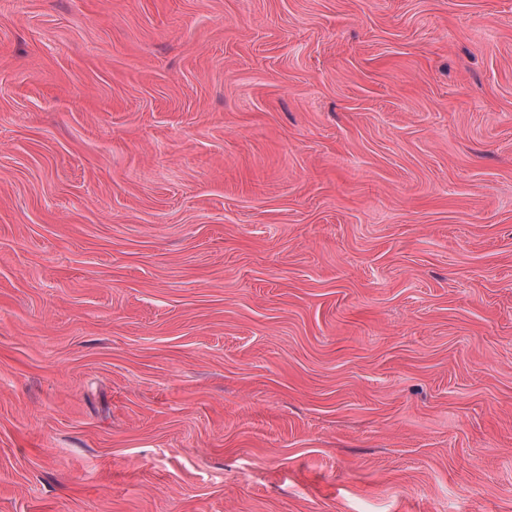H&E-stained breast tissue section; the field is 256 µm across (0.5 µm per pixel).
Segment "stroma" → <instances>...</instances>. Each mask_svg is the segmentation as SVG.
I'll return each mask as SVG.
<instances>
[{"label": "stroma", "mask_w": 512, "mask_h": 512, "mask_svg": "<svg viewBox=\"0 0 512 512\" xmlns=\"http://www.w3.org/2000/svg\"><path fill=\"white\" fill-rule=\"evenodd\" d=\"M0 512H512V0H0Z\"/></svg>", "instance_id": "obj_1"}]
</instances>
